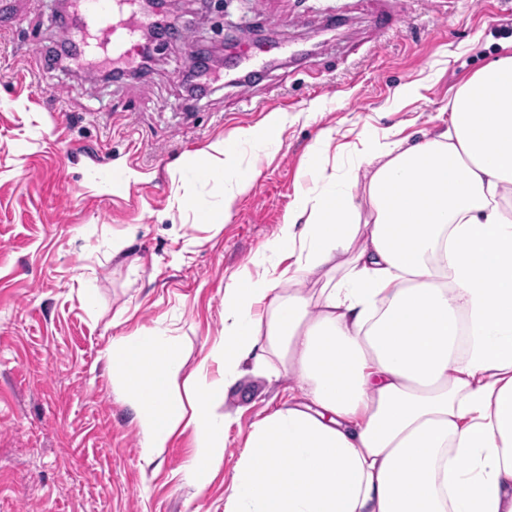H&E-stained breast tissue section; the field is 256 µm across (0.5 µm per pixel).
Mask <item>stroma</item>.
I'll return each mask as SVG.
<instances>
[{
  "instance_id": "obj_1",
  "label": "stroma",
  "mask_w": 512,
  "mask_h": 512,
  "mask_svg": "<svg viewBox=\"0 0 512 512\" xmlns=\"http://www.w3.org/2000/svg\"><path fill=\"white\" fill-rule=\"evenodd\" d=\"M57 7L0 0V512H224L252 425L287 398L288 377L244 366L226 397L224 465L200 490L185 478L190 433L145 466L112 377L113 338L168 330L191 374L221 332L233 278L291 264L264 245L296 194L321 187L308 154L322 133L342 165L364 126L446 128L457 87L512 55V0H230L220 40L207 0H170L182 37L118 83L46 63L62 41ZM382 11L400 24L378 32ZM282 43L307 54L244 92L222 80L196 97L179 72L194 45L272 57ZM415 81L424 100L394 110L395 91ZM273 112L285 130L274 148L245 152L258 172L250 191L222 226L197 223L224 205V177L201 175L200 153ZM116 233L128 240L118 256Z\"/></svg>"
}]
</instances>
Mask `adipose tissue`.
<instances>
[{
    "instance_id": "1",
    "label": "adipose tissue",
    "mask_w": 512,
    "mask_h": 512,
    "mask_svg": "<svg viewBox=\"0 0 512 512\" xmlns=\"http://www.w3.org/2000/svg\"><path fill=\"white\" fill-rule=\"evenodd\" d=\"M284 124L274 112L209 145L224 207L199 223L226 222L256 177L242 148L265 151ZM310 160L321 190L298 193L265 246L293 272L234 279L183 394L176 337L113 340L145 464L190 429L187 475L205 486L224 461L216 406L243 363L274 361L298 394L253 424L226 512H512V56L458 87L445 130L412 143L368 129L348 168Z\"/></svg>"
}]
</instances>
